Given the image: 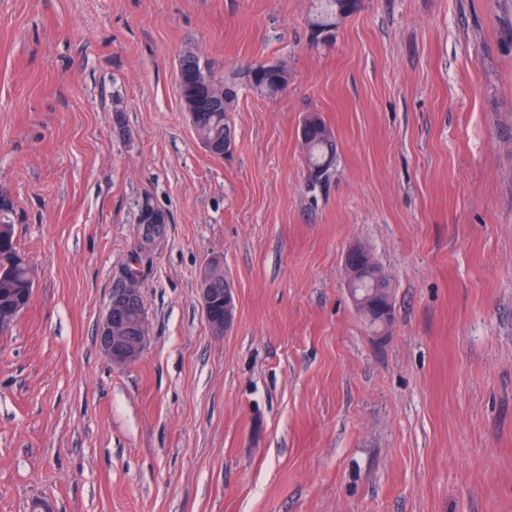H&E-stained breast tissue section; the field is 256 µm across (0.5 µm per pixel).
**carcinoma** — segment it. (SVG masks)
I'll return each mask as SVG.
<instances>
[{
	"label": "carcinoma",
	"instance_id": "carcinoma-1",
	"mask_svg": "<svg viewBox=\"0 0 512 512\" xmlns=\"http://www.w3.org/2000/svg\"><path fill=\"white\" fill-rule=\"evenodd\" d=\"M319 11L311 20L314 31H331L344 17L355 12L359 0H319ZM212 71L209 63L198 55L188 52L182 55L178 68V80L185 91L181 97L183 109L188 112L193 128L201 142L224 152V138L232 133L228 112L237 97L238 86L245 84L256 92L274 98L283 93L288 84L283 82L285 66L260 77L254 75L256 68H242L236 77L228 81L220 76L212 80L204 78V71ZM301 141L307 171L313 180L322 178L331 169L336 159V141L333 132L316 113L302 120ZM166 224L167 214L146 202L141 206L138 223L148 226ZM35 270L21 255L17 247L14 225L0 221V313L25 310L31 301ZM204 275L212 287L224 290V267L220 261L212 260L205 265Z\"/></svg>",
	"mask_w": 512,
	"mask_h": 512
}]
</instances>
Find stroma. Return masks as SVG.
I'll use <instances>...</instances> for the list:
<instances>
[{
    "instance_id": "obj_1",
    "label": "stroma",
    "mask_w": 512,
    "mask_h": 512,
    "mask_svg": "<svg viewBox=\"0 0 512 512\" xmlns=\"http://www.w3.org/2000/svg\"><path fill=\"white\" fill-rule=\"evenodd\" d=\"M314 8L0 0V192L36 270L0 334V512H512V0H362L327 41ZM186 51L291 75L240 89L227 155L182 108ZM355 243L391 284L380 340ZM139 250L150 341L120 368L99 325ZM307 171L312 180L322 178L331 169L336 159V141L333 132L316 113L302 120V133L298 129ZM362 254L364 260L356 261L355 256ZM373 260L370 254L361 246L353 244L350 246L345 257V272L348 282L360 281L354 287V292L359 294H370L379 288H388V282L384 284L374 283L370 280H365L368 277H375L376 275L371 270L374 267ZM204 275L207 280L211 281L212 288L209 287V283H204L203 287L199 290L201 294L202 306L207 318V323L210 329L217 335L227 332L234 323L236 315V297L235 289L230 285L224 288V267L221 265L219 260H212L205 265ZM220 291H224V307L223 305H217L214 307V303L217 300L216 297L220 294ZM222 317L223 322H215L212 318Z\"/></svg>"
}]
</instances>
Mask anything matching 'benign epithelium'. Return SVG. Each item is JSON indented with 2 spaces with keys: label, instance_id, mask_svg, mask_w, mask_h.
I'll list each match as a JSON object with an SVG mask.
<instances>
[{
  "label": "benign epithelium",
  "instance_id": "obj_1",
  "mask_svg": "<svg viewBox=\"0 0 512 512\" xmlns=\"http://www.w3.org/2000/svg\"><path fill=\"white\" fill-rule=\"evenodd\" d=\"M370 254L361 246L351 245L345 257V272L349 282L375 277ZM202 306L210 329L216 334L227 332L236 315L235 289H224V319L215 322L212 309L219 291L203 284L200 288ZM371 307L382 314L385 323L393 321L390 295L381 291L370 298ZM150 339L148 314L141 305V289L136 279L128 278L126 287L112 291V306L105 312L99 326V343L116 367H125L138 361Z\"/></svg>",
  "mask_w": 512,
  "mask_h": 512
}]
</instances>
